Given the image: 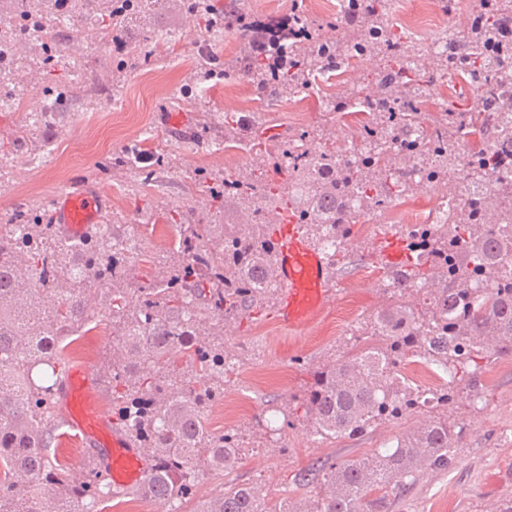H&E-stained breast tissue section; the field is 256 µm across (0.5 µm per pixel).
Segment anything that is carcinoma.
<instances>
[{
  "label": "carcinoma",
  "mask_w": 512,
  "mask_h": 512,
  "mask_svg": "<svg viewBox=\"0 0 512 512\" xmlns=\"http://www.w3.org/2000/svg\"><path fill=\"white\" fill-rule=\"evenodd\" d=\"M387 6V0H341L339 13L360 18L367 31L359 41L301 40L293 28L309 23L299 12L289 24L268 21L265 52H282L284 39L288 54L280 78L266 84L246 69L254 32L233 19L234 5L224 10V23L239 24L237 69L276 96L309 86L315 71L345 70L356 56L386 61L372 96L336 107L368 115L362 151L282 149L288 173L307 193L291 218L311 232L331 266L352 232L354 211L413 192L417 178L447 181L448 156L472 137L481 142L464 155L472 178L449 185L448 217L409 226L401 240L404 260L385 262L394 302L364 332L378 343L306 367L302 394L266 420L272 435L298 421L310 423L316 436L339 439L380 421L424 415L390 447L299 473L297 484L319 485L307 512H377L421 471L450 469L466 430L450 420L448 407L464 390L478 394L483 360L512 357V272L505 265L512 234L498 232L500 224L512 226V176L498 155L512 151V40L505 36L512 0H478L483 23L455 32L456 49L440 54L444 73L462 79L473 98L464 107L448 103L428 124L417 106L424 77L413 59L420 44L392 30ZM143 9L141 0H120L95 34L108 35ZM16 13L17 32L0 39V56L26 39L28 28L46 25L28 3ZM377 102L384 108L375 109ZM197 181L213 210H224L229 196L240 208L258 198L263 205L253 207L245 224H200L191 211L171 215L175 245L158 258L156 274L141 281L133 276L131 230L96 224L74 239L60 234L49 215L24 212L0 225V512H91L113 495L97 464L82 476L47 453L63 423L66 348L93 323L112 325L98 373L112 388L113 419L151 457L144 494L179 512L195 497L200 469L222 472L237 463L238 431H210L205 410L224 399V371L237 359L235 346L224 342V322L251 318L275 299V221L285 207L281 186L254 170L214 186L200 171ZM104 295L111 299L106 308ZM415 357L448 377L443 388L428 391L429 404L400 374ZM376 491L381 496L366 501ZM300 510L248 484L224 489L198 512Z\"/></svg>",
  "instance_id": "carcinoma-1"
}]
</instances>
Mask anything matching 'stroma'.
I'll return each mask as SVG.
<instances>
[{
  "instance_id": "1",
  "label": "stroma",
  "mask_w": 512,
  "mask_h": 512,
  "mask_svg": "<svg viewBox=\"0 0 512 512\" xmlns=\"http://www.w3.org/2000/svg\"><path fill=\"white\" fill-rule=\"evenodd\" d=\"M442 10L439 0H403L401 11L391 12L396 26L424 38L423 24L465 28L475 0H453ZM255 19L289 12L291 8L312 23L313 36L347 40L359 36L360 23L347 22L336 6L319 0H237ZM39 7L65 25L63 51L84 59L87 82L60 110H49L52 98L40 75L48 54L38 38H27L10 73L0 81V220L29 207L50 209L55 196L73 187H95L104 195L111 224L134 226L140 260L135 276L154 269L157 254L169 250L176 231L169 216L193 210L205 224H241L246 215L235 203L221 213L208 210L196 175L204 170L227 176L254 169L257 154L224 135L225 113L258 121L262 129L277 128L275 144L316 151L325 138L357 153L364 146L365 115L336 113L338 98L369 96L376 70L373 59L357 61L345 73L316 75L308 88L278 99L238 73L219 80H200L197 60L208 53L220 64L233 61L240 46L236 30L217 34L205 24V13L188 11L184 0H153L132 15L122 34L126 42H140L145 51L132 56L113 52L111 41L89 36L93 17L71 14L57 0H41ZM169 33L177 38L176 52L157 50L154 38ZM428 97L423 114H434L458 100L465 85L440 76L439 59L417 58ZM27 129V143L11 145L19 127ZM154 138L168 158L152 183H144L138 168L103 171L110 155ZM440 190L419 183L409 197L356 217L346 242L347 265L333 281L334 301L312 324L289 330L272 310L234 324L228 339L239 360L224 377V401L209 408L206 419L214 432L237 429L243 453L234 467L217 474L201 472L196 498L182 512H196L234 484H258L270 499L294 501L313 498L314 486L294 482L300 470L315 463H334L363 455L391 443L395 436L415 428L419 414L385 421L353 438L319 440L309 426L286 428L285 453L273 452L257 419L273 405L301 394L308 375L304 363H320L352 347L358 332L389 304L381 267L385 248L411 224L426 221L429 209L440 202ZM479 397L460 394L449 409L464 424L467 437L453 468L425 471L403 496L390 499L382 512H494L496 504L512 495V358L491 361L482 370Z\"/></svg>"
}]
</instances>
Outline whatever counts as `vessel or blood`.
Segmentation results:
<instances>
[{"label":"vessel or blood","instance_id":"b4317fda","mask_svg":"<svg viewBox=\"0 0 512 512\" xmlns=\"http://www.w3.org/2000/svg\"><path fill=\"white\" fill-rule=\"evenodd\" d=\"M105 201L93 188L60 192L51 219L73 237L101 223ZM274 277L278 293L273 312L279 324L298 329L310 324L333 298L331 270L300 225L280 223L276 234ZM67 427L93 447L95 459L113 490L136 491L146 482L149 459L112 421L100 403L99 381L92 369L68 368L62 388Z\"/></svg>","mask_w":512,"mask_h":512}]
</instances>
